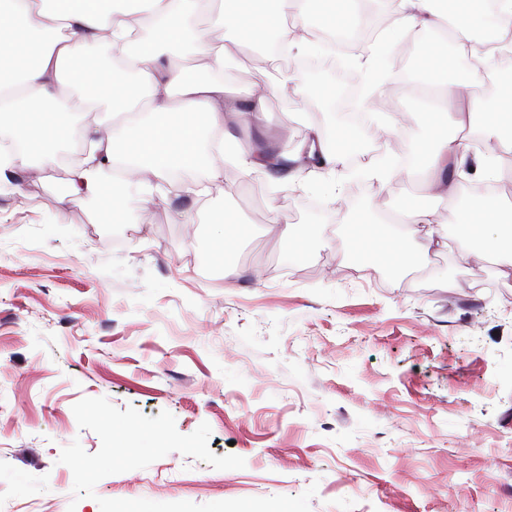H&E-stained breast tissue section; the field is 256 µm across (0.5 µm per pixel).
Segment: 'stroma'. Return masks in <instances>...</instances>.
Listing matches in <instances>:
<instances>
[{"label": "stroma", "mask_w": 512, "mask_h": 512, "mask_svg": "<svg viewBox=\"0 0 512 512\" xmlns=\"http://www.w3.org/2000/svg\"><path fill=\"white\" fill-rule=\"evenodd\" d=\"M208 39L237 45L226 84L255 79L249 41L220 24ZM302 109L275 92L263 124L231 125L230 143L302 144L322 119ZM231 180L169 209H107L67 196L52 164L0 194V512H64L62 448L101 447L73 414L85 397L170 412L183 434L208 423L210 450L246 465L173 452L103 478L75 512H100L101 497L205 504L313 484L311 512H512V276L462 259L448 213L432 217L448 248L423 261L409 240L397 269L378 258L382 230L361 250L344 225L313 223L308 169L278 193L257 175ZM411 186L347 181L336 205L365 191L384 210ZM175 208L196 212L194 229L172 223ZM228 215L221 254L211 241Z\"/></svg>", "instance_id": "stroma-1"}]
</instances>
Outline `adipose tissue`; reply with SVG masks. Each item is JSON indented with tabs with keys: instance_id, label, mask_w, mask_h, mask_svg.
I'll return each instance as SVG.
<instances>
[{
	"instance_id": "ef3b65f1",
	"label": "adipose tissue",
	"mask_w": 512,
	"mask_h": 512,
	"mask_svg": "<svg viewBox=\"0 0 512 512\" xmlns=\"http://www.w3.org/2000/svg\"><path fill=\"white\" fill-rule=\"evenodd\" d=\"M119 2L0 0V187L19 190L16 176L57 161L52 144L73 133L82 142L68 164L74 197L110 202L134 187L164 206L184 188L206 194L228 169L262 175L275 192L287 188L297 177L287 150L227 148V125L262 124L273 88L260 79L231 87L217 78L232 50L208 44L198 23L205 13L250 37L258 70L290 62L282 86L306 111L331 114L297 148L328 174L313 193L319 223L348 225L356 246L369 247L368 203L358 197L350 213H337V183L371 184L420 168L417 193L388 214L401 231L386 237L381 260L406 266L404 242L417 236L425 251L446 246L428 219L442 209L466 215L471 238L512 264V225L496 198L463 197L447 183L449 173L467 171L496 184L503 177L496 153H475L471 137L451 139L442 130L453 95L467 104L459 127L476 119L485 142L512 140V50L476 35L482 28L511 34L512 0H498L492 11L484 0H375V24L364 31L362 0H127L125 10ZM98 44L109 46L111 63L87 54ZM177 55L201 60V73L184 74ZM458 60L467 75L452 84L448 73ZM399 88L421 117L416 125L397 126L374 106ZM63 112L99 119L71 133L59 120ZM363 131L400 137L407 148L396 161L382 155L358 164L353 138Z\"/></svg>"
}]
</instances>
